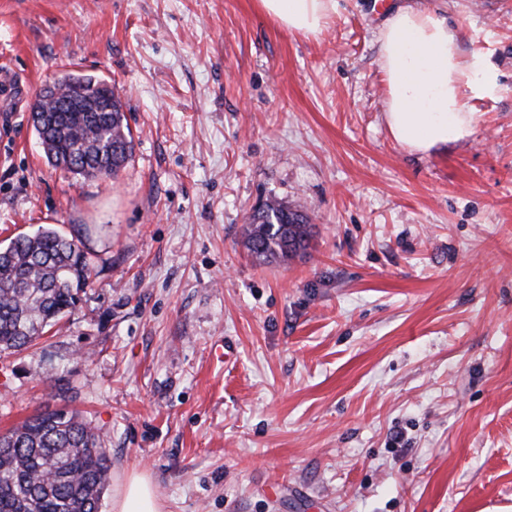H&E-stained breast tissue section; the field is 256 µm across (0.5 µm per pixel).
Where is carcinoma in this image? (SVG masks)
<instances>
[{
  "label": "carcinoma",
  "mask_w": 512,
  "mask_h": 512,
  "mask_svg": "<svg viewBox=\"0 0 512 512\" xmlns=\"http://www.w3.org/2000/svg\"><path fill=\"white\" fill-rule=\"evenodd\" d=\"M62 95L98 100L100 112H34L47 162L75 176L113 178L132 156L133 133L115 91L90 78L62 80ZM313 237L301 207L269 199L243 231L249 255L263 264L306 256ZM93 253L81 237L42 227L0 247V352L36 344L90 283ZM109 455L91 422L57 409L0 434V512H100Z\"/></svg>",
  "instance_id": "1"
}]
</instances>
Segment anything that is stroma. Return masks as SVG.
Listing matches in <instances>:
<instances>
[{"label": "stroma", "instance_id": "35a3bbf8", "mask_svg": "<svg viewBox=\"0 0 512 512\" xmlns=\"http://www.w3.org/2000/svg\"><path fill=\"white\" fill-rule=\"evenodd\" d=\"M413 2L498 83L467 99L470 136L424 154L384 117L377 33L402 0H339L310 37L255 0H0V244L84 228L96 268L0 354V432L85 415L101 512L135 475L161 512L512 507V0ZM67 74L121 98L114 179L38 143L33 104ZM271 197L309 215L305 257L243 247Z\"/></svg>", "mask_w": 512, "mask_h": 512}]
</instances>
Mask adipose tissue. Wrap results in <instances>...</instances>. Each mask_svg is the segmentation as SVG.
<instances>
[{
	"instance_id": "obj_1",
	"label": "adipose tissue",
	"mask_w": 512,
	"mask_h": 512,
	"mask_svg": "<svg viewBox=\"0 0 512 512\" xmlns=\"http://www.w3.org/2000/svg\"><path fill=\"white\" fill-rule=\"evenodd\" d=\"M256 6L289 31L317 35L335 15L337 0H256ZM377 42L388 89L385 121L393 139L418 153L465 139L474 122L465 98L497 90L484 58H463L446 18L410 5L391 12Z\"/></svg>"
}]
</instances>
